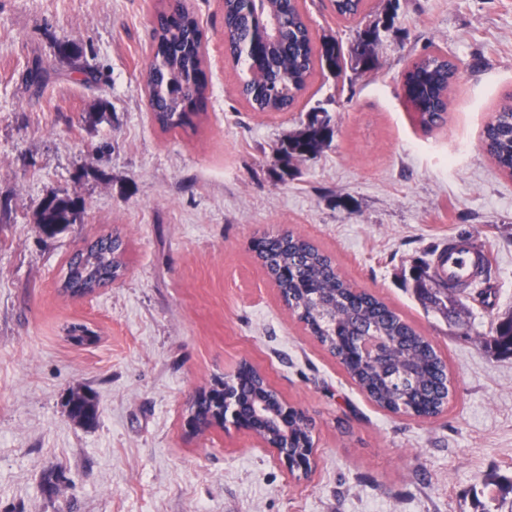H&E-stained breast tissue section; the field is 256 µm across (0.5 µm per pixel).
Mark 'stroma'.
Instances as JSON below:
<instances>
[{
    "mask_svg": "<svg viewBox=\"0 0 512 512\" xmlns=\"http://www.w3.org/2000/svg\"><path fill=\"white\" fill-rule=\"evenodd\" d=\"M381 31L377 69L315 71L288 112H254L224 60L221 0H189L207 35V111L195 130L153 122L141 75L158 0H0V512H481L482 478H512V358L479 338L512 311V177L481 132L512 94V0H368ZM314 39L357 40L330 0H300ZM72 40L97 68L88 86L60 64ZM441 50L459 66L446 123L426 133L401 96L404 68ZM46 71L41 91L24 76ZM106 103L107 117L86 113ZM323 107L331 145L280 177L276 146ZM68 190L80 223L55 238L40 200ZM124 275L75 298L65 264L112 232ZM284 231L310 240L339 273L395 309L448 366L438 416L377 407L288 309L250 249ZM484 240L487 303L466 299L452 325L423 308L403 273L449 237ZM87 325L94 344L68 330ZM248 362L313 419L315 461L291 475L233 426L188 433L201 389ZM87 387L99 420L65 407Z\"/></svg>",
    "mask_w": 512,
    "mask_h": 512,
    "instance_id": "35a3bbf8",
    "label": "stroma"
}]
</instances>
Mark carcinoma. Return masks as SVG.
Masks as SVG:
<instances>
[{"instance_id":"obj_1","label":"carcinoma","mask_w":512,"mask_h":512,"mask_svg":"<svg viewBox=\"0 0 512 512\" xmlns=\"http://www.w3.org/2000/svg\"><path fill=\"white\" fill-rule=\"evenodd\" d=\"M336 16L362 25L368 15L367 0H331ZM224 26L232 32L225 51L246 71L239 95L255 112H288L306 90L315 68L341 70L343 54L334 40L315 44L308 19L298 0H224ZM152 59L144 70L143 84L154 122L165 133L196 128L195 119L206 111L208 79L205 71L206 39L198 15L185 0H167L151 20ZM378 24L363 25L352 57L355 66L368 71L376 66L373 45ZM56 54L94 84L99 75L78 63L81 47L73 41L56 45ZM458 72L457 63L440 51L419 57L406 80V102L413 119L426 132L447 120L448 98ZM334 129L323 108L308 115L307 123L276 149L282 174L291 159L314 155L331 143ZM486 153L497 167L512 176V97L494 112L485 127ZM85 211L82 198L68 191L48 194L36 209L39 231L47 238L77 223ZM126 243L115 232L88 242L66 262L63 288L84 293L123 275ZM280 294L305 328L343 366L349 377L379 407L399 412L408 408L427 417L441 414L451 396L445 362L431 342L399 313L374 295L359 291L336 270L332 258L292 233L263 235L253 247ZM412 290L427 310L448 323L460 321L464 303L461 290L438 280L428 263L410 269ZM377 340L375 355L363 358L355 347L359 336ZM489 351L512 357V313L498 318L489 335L482 337ZM236 391L246 402L262 398L271 410L279 409L262 378L245 366ZM71 419L84 427L98 420L94 395L85 389L71 391L65 401ZM211 399L198 394L188 407L199 430L209 427ZM288 429L263 426L266 437L288 438L301 456L312 444L313 420L303 414L288 416Z\"/></svg>"}]
</instances>
